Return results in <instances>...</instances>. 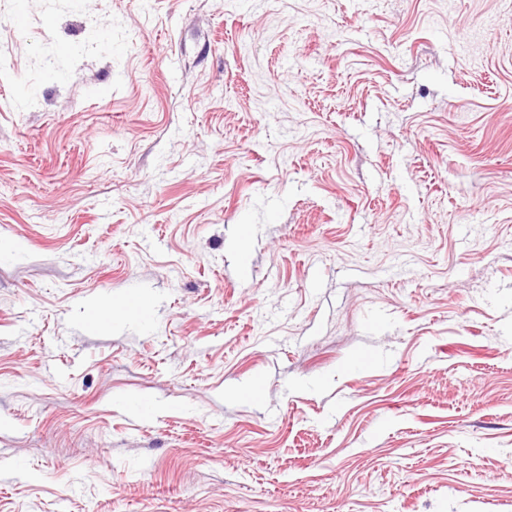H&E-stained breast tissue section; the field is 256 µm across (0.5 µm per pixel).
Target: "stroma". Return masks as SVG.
<instances>
[{
    "mask_svg": "<svg viewBox=\"0 0 512 512\" xmlns=\"http://www.w3.org/2000/svg\"><path fill=\"white\" fill-rule=\"evenodd\" d=\"M0 67V512H512V0H0Z\"/></svg>",
    "mask_w": 512,
    "mask_h": 512,
    "instance_id": "obj_1",
    "label": "stroma"
}]
</instances>
